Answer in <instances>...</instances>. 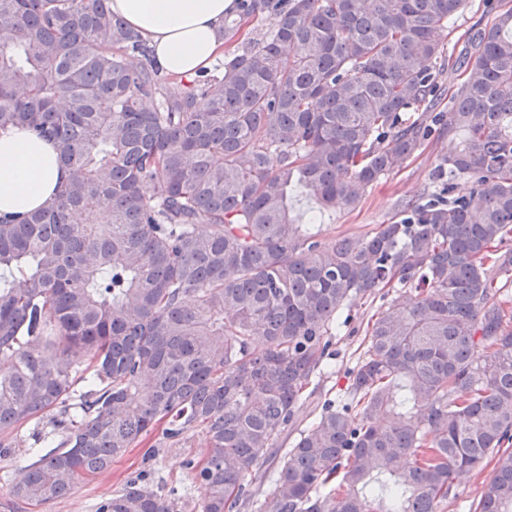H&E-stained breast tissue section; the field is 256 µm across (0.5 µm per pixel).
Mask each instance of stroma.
<instances>
[{"instance_id":"obj_1","label":"stroma","mask_w":512,"mask_h":512,"mask_svg":"<svg viewBox=\"0 0 512 512\" xmlns=\"http://www.w3.org/2000/svg\"><path fill=\"white\" fill-rule=\"evenodd\" d=\"M455 147V141L448 138L430 141L399 171L389 174L369 189L356 207L340 205L325 212L320 218L322 236L331 239L360 235L389 220L402 200L418 197L431 190V174L435 166L441 157L448 155ZM386 299L378 297L359 303L352 309L347 326L336 334L333 367L322 381V389L328 397L343 398L349 383L348 372L364 349V334L359 327L384 308ZM31 432V426L20 428L14 437L15 446L11 455L0 458V512H94L96 501L111 495L129 476L141 470L151 472L154 480L165 488L185 495L188 505H195L199 498L198 493L190 489L192 475L185 467L186 460L198 461L204 455V438L197 433L175 444L166 442L154 446L150 441H142L113 462L111 469L105 473L77 480L66 497L32 508L11 493L18 468L33 459Z\"/></svg>"}]
</instances>
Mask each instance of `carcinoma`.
Returning <instances> with one entry per match:
<instances>
[{"label":"carcinoma","instance_id":"1","mask_svg":"<svg viewBox=\"0 0 512 512\" xmlns=\"http://www.w3.org/2000/svg\"><path fill=\"white\" fill-rule=\"evenodd\" d=\"M486 2L449 93L434 32L465 0H239L231 35L266 31L185 81L110 0H0V132L54 142L70 171L48 207L0 216V458L33 420L58 438L17 498L47 504L157 431H198V512H437L488 459L469 512H512V9ZM445 136L460 147L439 189L365 236L294 217L301 194L356 206ZM383 288L416 295L367 324L348 403L316 402L333 326ZM95 512L186 508L141 471Z\"/></svg>","mask_w":512,"mask_h":512}]
</instances>
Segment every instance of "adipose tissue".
<instances>
[{"label":"adipose tissue","instance_id":"obj_1","mask_svg":"<svg viewBox=\"0 0 512 512\" xmlns=\"http://www.w3.org/2000/svg\"><path fill=\"white\" fill-rule=\"evenodd\" d=\"M235 0H112L113 12L148 40L165 71L192 77L224 54V20ZM68 175L52 142L15 128L0 134V215L25 214L53 200Z\"/></svg>","mask_w":512,"mask_h":512}]
</instances>
